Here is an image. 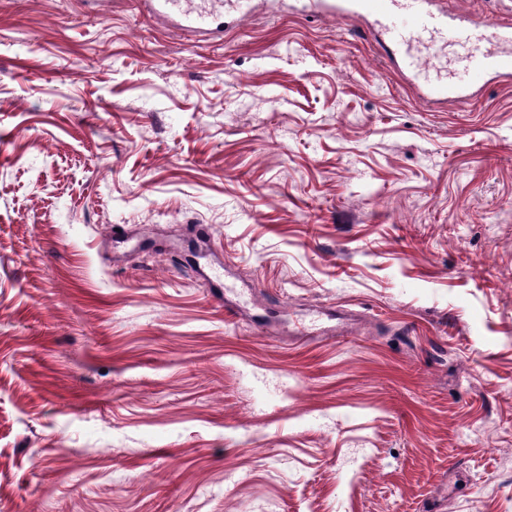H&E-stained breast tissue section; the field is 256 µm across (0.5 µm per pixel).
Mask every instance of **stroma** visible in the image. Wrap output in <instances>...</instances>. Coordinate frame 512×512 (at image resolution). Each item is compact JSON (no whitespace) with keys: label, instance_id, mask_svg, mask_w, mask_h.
I'll list each match as a JSON object with an SVG mask.
<instances>
[{"label":"stroma","instance_id":"1","mask_svg":"<svg viewBox=\"0 0 512 512\" xmlns=\"http://www.w3.org/2000/svg\"><path fill=\"white\" fill-rule=\"evenodd\" d=\"M225 11L0 0V512H512V81ZM157 11L173 27H192L204 34L209 31L219 29V25L214 26L213 22L204 15L189 16L178 10L175 0H155Z\"/></svg>","mask_w":512,"mask_h":512}]
</instances>
